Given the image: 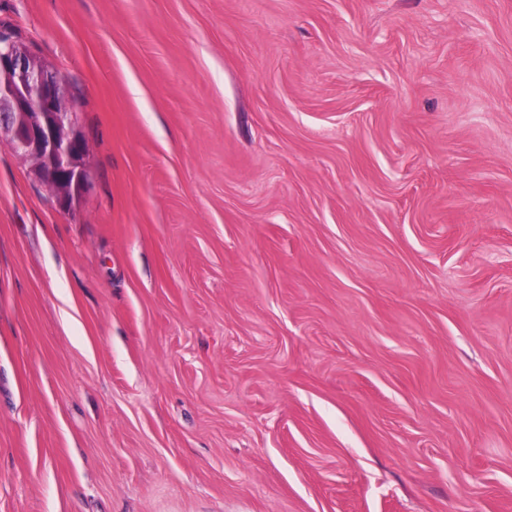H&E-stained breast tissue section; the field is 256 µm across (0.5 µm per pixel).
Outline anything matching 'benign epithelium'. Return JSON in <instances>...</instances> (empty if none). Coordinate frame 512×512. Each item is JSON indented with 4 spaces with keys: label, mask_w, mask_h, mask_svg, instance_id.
Returning <instances> with one entry per match:
<instances>
[{
    "label": "benign epithelium",
    "mask_w": 512,
    "mask_h": 512,
    "mask_svg": "<svg viewBox=\"0 0 512 512\" xmlns=\"http://www.w3.org/2000/svg\"><path fill=\"white\" fill-rule=\"evenodd\" d=\"M72 214L90 181V149L63 81L25 45L0 40V142Z\"/></svg>",
    "instance_id": "obj_1"
}]
</instances>
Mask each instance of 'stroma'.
<instances>
[{"label": "stroma", "instance_id": "1", "mask_svg": "<svg viewBox=\"0 0 512 512\" xmlns=\"http://www.w3.org/2000/svg\"><path fill=\"white\" fill-rule=\"evenodd\" d=\"M90 147L0 143V512H512V0H0Z\"/></svg>", "mask_w": 512, "mask_h": 512}]
</instances>
